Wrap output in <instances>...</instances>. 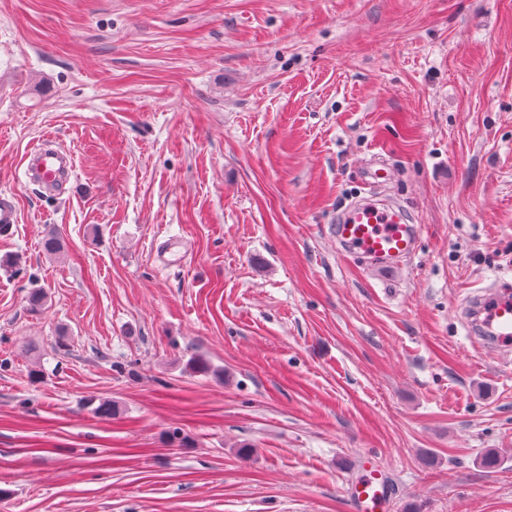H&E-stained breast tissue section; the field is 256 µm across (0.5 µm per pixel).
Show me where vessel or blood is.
<instances>
[{
    "label": "vessel or blood",
    "instance_id": "1",
    "mask_svg": "<svg viewBox=\"0 0 512 512\" xmlns=\"http://www.w3.org/2000/svg\"><path fill=\"white\" fill-rule=\"evenodd\" d=\"M30 157L28 172L39 185L54 187L71 175V157L46 144L34 148ZM328 233L340 255L366 259L382 269H397L415 254L421 227L412 223L400 205L357 200L337 213ZM475 308L482 315L475 329L485 334L492 351L511 352L512 284L504 282L479 295ZM389 496L382 475L374 471L359 481L351 508L353 512H383Z\"/></svg>",
    "mask_w": 512,
    "mask_h": 512
}]
</instances>
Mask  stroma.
<instances>
[{
  "label": "stroma",
  "instance_id": "obj_1",
  "mask_svg": "<svg viewBox=\"0 0 512 512\" xmlns=\"http://www.w3.org/2000/svg\"><path fill=\"white\" fill-rule=\"evenodd\" d=\"M376 162L392 273L326 233ZM1 192L0 512H351L366 457L387 512H512L461 322L512 281V0H0ZM47 141L44 139L29 154L28 172L39 185L54 187L71 176L73 161L68 154L47 146Z\"/></svg>",
  "mask_w": 512,
  "mask_h": 512
}]
</instances>
